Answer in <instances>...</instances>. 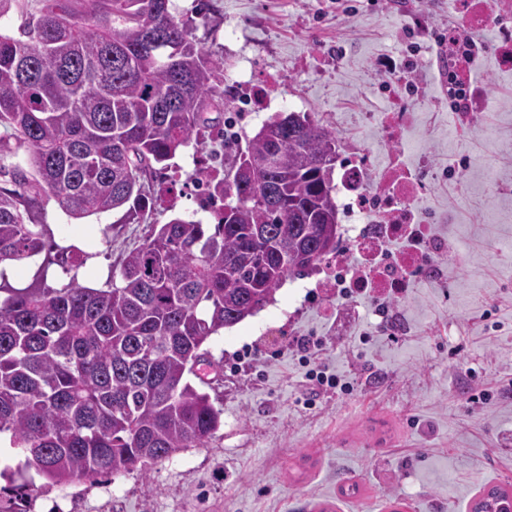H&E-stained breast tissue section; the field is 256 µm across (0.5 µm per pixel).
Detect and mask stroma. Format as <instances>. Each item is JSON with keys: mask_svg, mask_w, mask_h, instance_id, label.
Returning a JSON list of instances; mask_svg holds the SVG:
<instances>
[{"mask_svg": "<svg viewBox=\"0 0 512 512\" xmlns=\"http://www.w3.org/2000/svg\"><path fill=\"white\" fill-rule=\"evenodd\" d=\"M173 0L192 18L196 41L235 89L234 137L200 133L172 166L193 155L233 154L280 112H311L335 130L340 158L364 153L383 171L395 149L429 167L419 200L448 242L438 282L411 283L378 315L371 297L341 318L340 303L283 286L273 303L208 343L220 366L209 390L223 423L206 446L131 472L63 485L24 469L0 446V489L25 484L28 512H470L484 486L512 490V70L495 55L473 72L485 102L469 130L448 107L432 57L447 32L448 0ZM428 31L412 41L415 16ZM415 63L407 102L416 114L402 144L380 126L392 103L381 94L380 58ZM154 204L138 221L123 210L68 220L55 202L34 215L57 242L86 252L76 278L105 287L125 253L155 225L187 215L190 195L146 179ZM463 262H456L455 253ZM273 335H260L263 323ZM322 340L317 364L344 389L312 388L292 342ZM488 397L476 401L475 396Z\"/></svg>", "mask_w": 512, "mask_h": 512, "instance_id": "stroma-1", "label": "stroma"}]
</instances>
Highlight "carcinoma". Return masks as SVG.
<instances>
[{"label": "carcinoma", "mask_w": 512, "mask_h": 512, "mask_svg": "<svg viewBox=\"0 0 512 512\" xmlns=\"http://www.w3.org/2000/svg\"><path fill=\"white\" fill-rule=\"evenodd\" d=\"M43 2L19 35L0 30V173L14 185L0 187V264L36 266L20 288L0 269V435L58 484L145 475L221 426L200 375L215 366L211 336L336 252L339 142L310 112L271 118L236 151L220 223L175 217L125 255L119 281L54 288L50 269L87 256L32 222L43 200L73 219L123 207L137 219L143 179L223 121L231 98L170 0H103L84 15Z\"/></svg>", "instance_id": "carcinoma-1"}]
</instances>
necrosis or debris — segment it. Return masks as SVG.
<instances>
[{
  "label": "necrosis or debris",
  "mask_w": 512,
  "mask_h": 512,
  "mask_svg": "<svg viewBox=\"0 0 512 512\" xmlns=\"http://www.w3.org/2000/svg\"><path fill=\"white\" fill-rule=\"evenodd\" d=\"M510 12L512 0H477L470 10H450L448 51L439 67L448 77V98L464 124L473 123L471 105L483 92L472 84H459L457 54L473 29L494 24L500 15ZM192 165L186 182L198 212L220 220L224 213L222 163L199 157ZM391 166L403 171V179L395 181L390 172L372 171L360 159L340 173L336 195L349 218L341 227L340 246L351 251L352 257L337 259L334 272L317 280L323 294L352 303L366 288H389L412 273L421 280L440 279V261L448 254V242L429 232L415 206L426 187L424 173L409 165L400 152L394 153Z\"/></svg>",
  "instance_id": "4bbe7bcc"
}]
</instances>
